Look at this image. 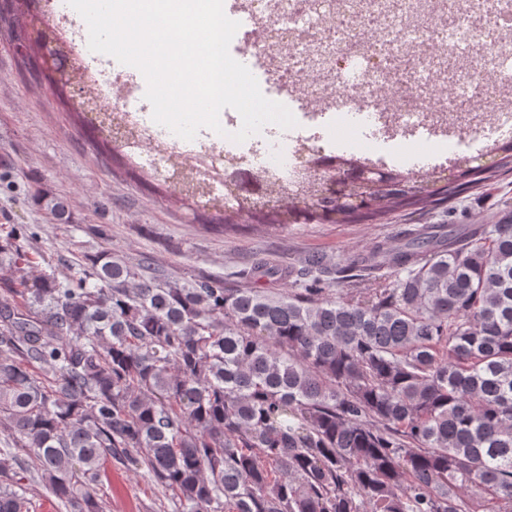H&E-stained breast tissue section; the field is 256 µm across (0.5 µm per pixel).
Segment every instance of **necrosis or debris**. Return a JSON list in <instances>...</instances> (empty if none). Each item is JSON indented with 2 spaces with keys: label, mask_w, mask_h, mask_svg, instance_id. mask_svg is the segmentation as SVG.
<instances>
[{
  "label": "necrosis or debris",
  "mask_w": 512,
  "mask_h": 512,
  "mask_svg": "<svg viewBox=\"0 0 512 512\" xmlns=\"http://www.w3.org/2000/svg\"><path fill=\"white\" fill-rule=\"evenodd\" d=\"M456 16L448 0H231L226 15L240 27L231 44L234 59L252 56L263 64L259 85L268 99L295 96L309 116L330 115V131L352 133V148L377 155L381 142L430 131L474 147L488 125H512V104L501 99L490 74L512 75V44L500 31L512 18V0H462ZM485 20L474 27L472 16ZM67 55L84 63L85 82L96 110L114 113L128 134L120 147L151 177H168L179 162L207 175L213 196L224 180L248 170L258 190L276 182L297 189L307 174L297 156L309 142L303 131L268 124L246 141L217 143L199 131L186 141L157 124L138 97L139 85L115 76L104 83L89 66L87 33L56 19ZM454 91L440 94L439 86ZM483 107H471L474 89ZM396 101L381 106L385 90Z\"/></svg>",
  "instance_id": "4bbe7bcc"
}]
</instances>
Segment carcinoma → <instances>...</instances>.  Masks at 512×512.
<instances>
[{"label": "carcinoma", "mask_w": 512, "mask_h": 512, "mask_svg": "<svg viewBox=\"0 0 512 512\" xmlns=\"http://www.w3.org/2000/svg\"><path fill=\"white\" fill-rule=\"evenodd\" d=\"M37 31L19 66L57 94L82 84L37 0H4L0 26ZM57 43L60 64L38 59ZM83 113L92 91L62 100ZM455 164L382 170L337 157L346 192L313 177L266 205L209 201L224 226L372 221L420 210L484 180ZM189 208L205 197L183 168ZM60 224L67 202L37 192ZM25 252L0 243V271L22 286L0 297V512H28L27 485L62 512H99L97 489L116 459L137 469L180 512H512V212L462 233L411 228L400 243L329 267L313 255L300 290L260 282L280 269L256 262L247 288L182 283L106 250L91 270L31 277ZM385 286L336 293L360 272ZM28 449L23 458L20 451Z\"/></svg>", "instance_id": "obj_1"}]
</instances>
